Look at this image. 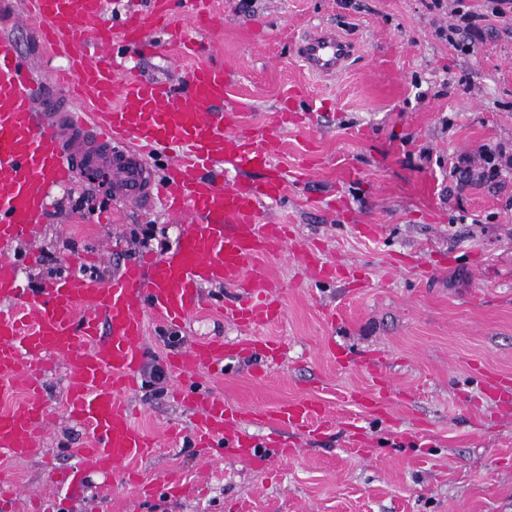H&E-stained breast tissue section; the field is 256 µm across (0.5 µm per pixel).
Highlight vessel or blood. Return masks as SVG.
Returning a JSON list of instances; mask_svg holds the SVG:
<instances>
[{
  "label": "vessel or blood",
  "instance_id": "vessel-or-blood-1",
  "mask_svg": "<svg viewBox=\"0 0 512 512\" xmlns=\"http://www.w3.org/2000/svg\"><path fill=\"white\" fill-rule=\"evenodd\" d=\"M176 0H154L143 11L131 0L120 33L108 24L106 0H0V25L23 18L40 22L33 55L0 34V382L21 387L23 398L0 412V451L13 456L43 451L42 431L51 421L42 381L64 368L65 413L87 438L81 463L62 481L84 486L93 472H110L151 455L154 441L135 422L128 394L138 384L148 320L181 327L202 312L210 284L246 289L225 316L237 324L278 317L266 295L263 260L287 248L283 225L261 219L262 199L284 195L282 177L260 185L216 182L217 166L268 169L279 150L275 133L254 137L228 130L227 70L201 65L186 89L170 81L134 75L116 79L107 56L113 39L143 42L171 28ZM60 48L71 66L46 83L37 57ZM353 54L349 40L333 31L309 33L297 48L313 72H339ZM105 151L121 197L148 201L143 155L165 156L167 214L183 226L178 245L159 257L132 264L106 284L83 274L51 287H22L8 255L18 240L32 238L54 187L72 183L79 163ZM110 335H102V325ZM223 340L193 344L169 358L172 369L191 375L206 366L224 371ZM176 393L197 421L192 441L200 448H232L241 457L255 445L241 424L265 416L256 407L235 406L189 384ZM283 428L316 430L323 417L315 403L281 404L267 414Z\"/></svg>",
  "mask_w": 512,
  "mask_h": 512
}]
</instances>
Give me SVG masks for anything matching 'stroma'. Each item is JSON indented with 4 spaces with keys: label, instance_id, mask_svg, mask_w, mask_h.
<instances>
[{
    "label": "stroma",
    "instance_id": "obj_1",
    "mask_svg": "<svg viewBox=\"0 0 512 512\" xmlns=\"http://www.w3.org/2000/svg\"><path fill=\"white\" fill-rule=\"evenodd\" d=\"M212 2L216 34L175 15L197 58L180 59L163 33L154 53L119 41L114 55L130 74L178 84L197 62L223 65L227 99L243 104L234 129L261 135L272 114L287 116L277 163L308 162L312 175L262 206L291 230L287 251L264 261L282 314L236 326L219 311L239 289L213 284L209 312L185 328L149 325L131 400L158 447L127 468L157 483L153 497L103 473L78 493L54 484L85 443L55 378L47 455L0 454V466L16 487L55 497L53 512H512V397L494 394L512 377V165L460 180L482 147L512 156V32L487 0H464L481 17L470 53L441 35L450 18L426 0ZM317 27L355 47L338 73H312L295 55ZM145 165L151 202L138 211L79 179L53 190L35 246L11 252L24 287L52 285L96 249L107 282L177 245L183 227L160 205L167 161ZM93 211L121 222L94 223ZM210 338L228 345L222 377L196 374L213 394L268 410L312 400L328 427L246 425L256 465L171 443L195 415L174 397L168 355Z\"/></svg>",
    "mask_w": 512,
    "mask_h": 512
}]
</instances>
